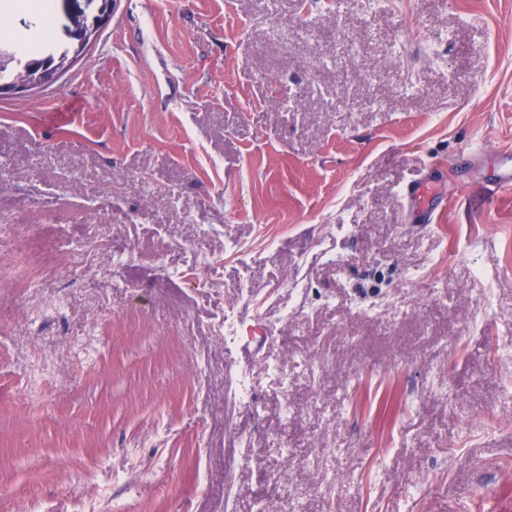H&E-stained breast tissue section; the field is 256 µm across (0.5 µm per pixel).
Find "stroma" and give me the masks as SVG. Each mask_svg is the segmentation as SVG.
<instances>
[{"label":"stroma","mask_w":512,"mask_h":512,"mask_svg":"<svg viewBox=\"0 0 512 512\" xmlns=\"http://www.w3.org/2000/svg\"><path fill=\"white\" fill-rule=\"evenodd\" d=\"M50 20L43 54L94 36L0 97V512H255L276 490L237 463L267 432L308 460L303 512H512V358L492 356L512 193L488 188L512 0H52ZM425 177L434 224L401 200ZM228 307L273 338L225 349ZM302 357L282 396L262 359ZM94 31L84 32L79 43L72 50H65L59 55L45 57L41 62L34 63L24 70L15 80L3 85L1 94H26L52 82L63 68L72 60L78 58L93 37ZM58 79V78H57ZM53 81L50 84H53ZM235 387L234 395L239 403L247 409L258 423L263 420V407L253 392L250 377L246 372H234Z\"/></svg>","instance_id":"1"}]
</instances>
